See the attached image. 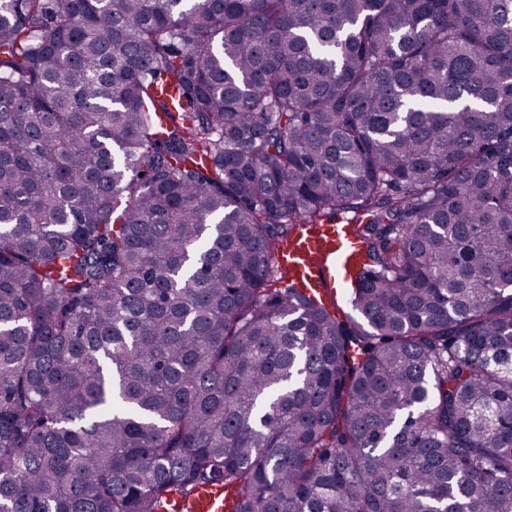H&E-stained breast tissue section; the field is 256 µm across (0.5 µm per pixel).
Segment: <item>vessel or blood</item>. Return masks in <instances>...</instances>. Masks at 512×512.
<instances>
[{
    "label": "vessel or blood",
    "mask_w": 512,
    "mask_h": 512,
    "mask_svg": "<svg viewBox=\"0 0 512 512\" xmlns=\"http://www.w3.org/2000/svg\"><path fill=\"white\" fill-rule=\"evenodd\" d=\"M361 248L346 225L302 224L280 247L278 263L300 288L323 293L327 284L343 282L361 261ZM167 512H224V488L202 485L189 495L169 499Z\"/></svg>",
    "instance_id": "obj_1"
}]
</instances>
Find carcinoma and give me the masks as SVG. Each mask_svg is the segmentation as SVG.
Wrapping results in <instances>:
<instances>
[{
    "mask_svg": "<svg viewBox=\"0 0 512 512\" xmlns=\"http://www.w3.org/2000/svg\"><path fill=\"white\" fill-rule=\"evenodd\" d=\"M218 483L512 512V0H0V512ZM346 224H301L277 254L298 288L313 290L320 297L328 283L342 284L348 268H356L362 255Z\"/></svg>",
    "mask_w": 512,
    "mask_h": 512,
    "instance_id": "carcinoma-1",
    "label": "carcinoma"
}]
</instances>
